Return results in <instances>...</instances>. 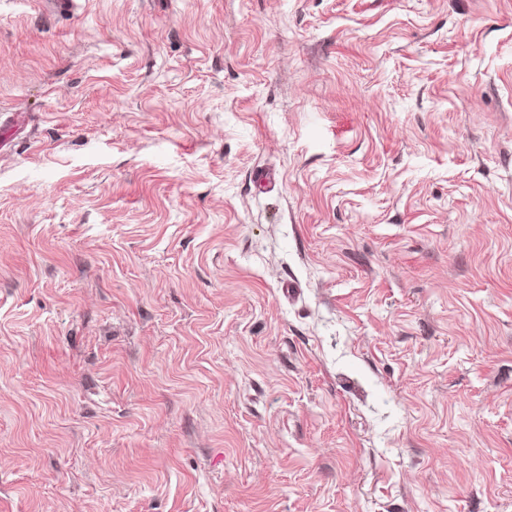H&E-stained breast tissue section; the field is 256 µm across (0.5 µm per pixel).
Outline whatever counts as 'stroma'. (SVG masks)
I'll list each match as a JSON object with an SVG mask.
<instances>
[{"instance_id": "obj_1", "label": "stroma", "mask_w": 512, "mask_h": 512, "mask_svg": "<svg viewBox=\"0 0 512 512\" xmlns=\"http://www.w3.org/2000/svg\"><path fill=\"white\" fill-rule=\"evenodd\" d=\"M0 512H512V0H0Z\"/></svg>"}]
</instances>
